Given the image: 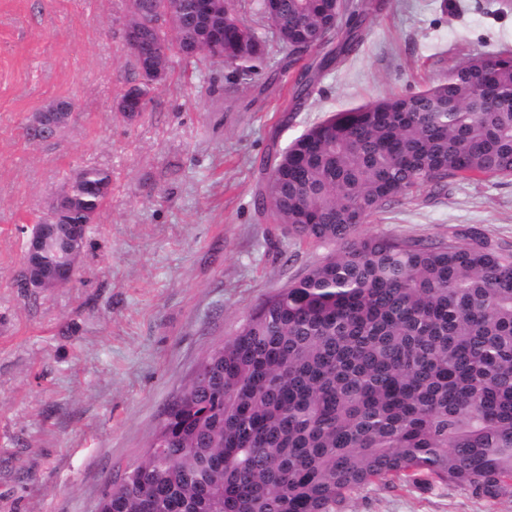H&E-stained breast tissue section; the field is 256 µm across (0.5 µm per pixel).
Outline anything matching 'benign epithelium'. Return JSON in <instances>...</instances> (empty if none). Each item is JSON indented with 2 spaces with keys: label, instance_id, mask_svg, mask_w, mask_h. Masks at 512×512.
Listing matches in <instances>:
<instances>
[{
  "label": "benign epithelium",
  "instance_id": "7a95c632",
  "mask_svg": "<svg viewBox=\"0 0 512 512\" xmlns=\"http://www.w3.org/2000/svg\"><path fill=\"white\" fill-rule=\"evenodd\" d=\"M60 125L58 113L38 112L30 126L35 140L47 136ZM84 187L82 172H77L66 190L55 199L50 210L37 224L30 225L24 257L22 285L25 288H57L71 282L78 271L87 220L65 219L73 190Z\"/></svg>",
  "mask_w": 512,
  "mask_h": 512
}]
</instances>
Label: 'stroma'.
<instances>
[{
  "label": "stroma",
  "instance_id": "stroma-1",
  "mask_svg": "<svg viewBox=\"0 0 512 512\" xmlns=\"http://www.w3.org/2000/svg\"><path fill=\"white\" fill-rule=\"evenodd\" d=\"M385 3L296 110V72L274 47L248 75L174 61L130 121L118 110L137 77L130 0H0V512H95L201 358L327 255L256 214L268 153L333 113L512 50V0ZM58 100L74 104L68 123L29 140L30 118ZM88 167L111 171L112 194L75 279L24 291L21 224ZM470 227L512 250V177L422 192L360 232L437 242ZM344 512H512V498L371 485Z\"/></svg>",
  "mask_w": 512,
  "mask_h": 512
}]
</instances>
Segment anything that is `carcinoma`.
<instances>
[{
	"instance_id": "carcinoma-1",
	"label": "carcinoma",
	"mask_w": 512,
	"mask_h": 512,
	"mask_svg": "<svg viewBox=\"0 0 512 512\" xmlns=\"http://www.w3.org/2000/svg\"><path fill=\"white\" fill-rule=\"evenodd\" d=\"M165 14L129 26L168 69L212 57L255 71L268 39L238 0L203 14L141 0ZM378 0H255L251 9L304 66L293 102L356 50ZM126 97L150 96L146 59ZM512 52L478 55L437 83L336 112L277 154L255 205L324 259L265 299L199 362L165 409L143 458L106 486L97 512H339L372 484L456 483L512 497V250L476 231L448 240L358 236L392 202L452 180L512 177ZM85 183L112 186L104 169ZM107 193H76L71 216Z\"/></svg>"
}]
</instances>
